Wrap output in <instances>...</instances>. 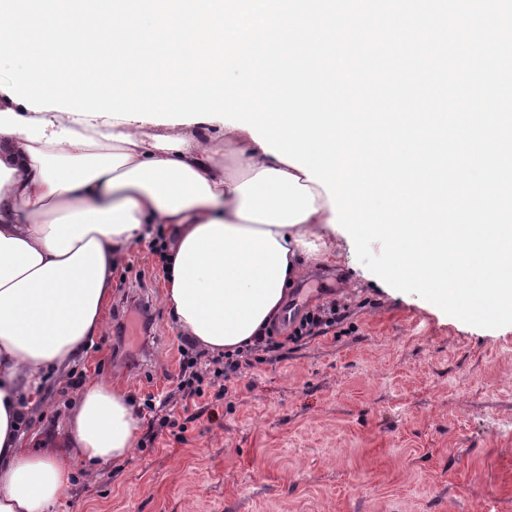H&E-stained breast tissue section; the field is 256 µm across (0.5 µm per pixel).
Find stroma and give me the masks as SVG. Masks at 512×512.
<instances>
[{"instance_id": "stroma-1", "label": "stroma", "mask_w": 512, "mask_h": 512, "mask_svg": "<svg viewBox=\"0 0 512 512\" xmlns=\"http://www.w3.org/2000/svg\"><path fill=\"white\" fill-rule=\"evenodd\" d=\"M113 278L102 333L44 380L26 447H64L77 378L115 380L137 404L173 389L181 334L161 261L136 244ZM144 300L148 337H117ZM332 301L346 315L336 329L244 353L228 394L200 400L186 443L166 428L95 479L74 473L55 512H512V326L432 309L348 246L313 262L286 308Z\"/></svg>"}]
</instances>
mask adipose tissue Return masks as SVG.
<instances>
[{
  "instance_id": "adipose-tissue-1",
  "label": "adipose tissue",
  "mask_w": 512,
  "mask_h": 512,
  "mask_svg": "<svg viewBox=\"0 0 512 512\" xmlns=\"http://www.w3.org/2000/svg\"><path fill=\"white\" fill-rule=\"evenodd\" d=\"M143 127L0 96V512H50L77 466L91 480L131 455L139 420L109 382L84 385L65 447L27 449L21 427L42 376L100 334L114 267L156 225L176 326L219 354L254 346L307 261L331 254L326 192L247 130Z\"/></svg>"
}]
</instances>
